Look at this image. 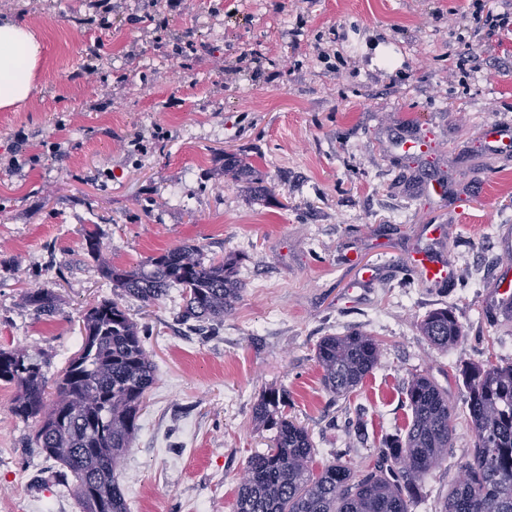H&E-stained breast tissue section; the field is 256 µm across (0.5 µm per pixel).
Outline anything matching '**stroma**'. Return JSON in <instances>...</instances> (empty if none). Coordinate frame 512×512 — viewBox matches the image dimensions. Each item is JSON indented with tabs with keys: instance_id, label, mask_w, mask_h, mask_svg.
<instances>
[{
	"instance_id": "35a3bbf8",
	"label": "stroma",
	"mask_w": 512,
	"mask_h": 512,
	"mask_svg": "<svg viewBox=\"0 0 512 512\" xmlns=\"http://www.w3.org/2000/svg\"><path fill=\"white\" fill-rule=\"evenodd\" d=\"M283 3L183 0L169 18L191 34L179 52L145 21L148 0H117L111 27L93 30L90 0H0V21L44 45L30 99L0 110V348L40 351L51 379L77 352L83 309L112 295L82 230L121 268L183 243L240 259L245 288L217 335L178 325L171 298L129 304L157 368L119 475L130 512H235L247 458L270 443L252 423L268 387L287 389L317 463L365 467L405 424L413 373L458 405L457 364L512 359L493 312L512 266V150L485 144L490 122L512 124V0ZM407 133L422 143L408 156L392 147ZM136 136L144 149L128 154ZM228 152L266 193L225 176ZM426 252L448 285L421 279ZM32 288L54 293L55 316L36 318ZM444 306L465 336L441 352L416 324ZM354 328L376 335L382 362L335 398L315 348ZM15 392L0 382V512H79L31 445L34 423L11 413ZM356 416L365 438L348 432ZM453 429L414 512H439L474 445L463 412Z\"/></svg>"
}]
</instances>
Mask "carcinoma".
Segmentation results:
<instances>
[{"label": "carcinoma", "mask_w": 512, "mask_h": 512, "mask_svg": "<svg viewBox=\"0 0 512 512\" xmlns=\"http://www.w3.org/2000/svg\"><path fill=\"white\" fill-rule=\"evenodd\" d=\"M224 171L249 185L258 181L242 156H226ZM83 240L112 297L81 315L82 344L55 380L53 396L47 391V360L24 347L0 349V381L16 387L12 413L35 422L33 444L53 462L55 479L82 512H128L118 473L141 429L156 374L148 336L123 301L149 307L177 288L180 322L218 327L245 283L234 255L207 258L196 244L177 245L123 269L103 257L94 232L85 231ZM26 300L38 317L56 312L54 294L43 288L28 291ZM417 328L441 352L465 336L448 307L430 311ZM382 356L377 337L360 329L324 336L315 349L321 383L334 396L360 386ZM459 372L475 441L456 464L458 476L440 512H512V360L467 363ZM405 395L411 420L404 432L381 441L373 466L353 468L338 459L316 471L312 435L288 418V391L266 389L253 421L272 432V445L249 457L236 512H412L425 477L448 462L455 406L447 391L422 374L412 376Z\"/></svg>", "instance_id": "carcinoma-1"}]
</instances>
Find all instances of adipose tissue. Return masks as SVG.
Segmentation results:
<instances>
[{"instance_id": "1", "label": "adipose tissue", "mask_w": 512, "mask_h": 512, "mask_svg": "<svg viewBox=\"0 0 512 512\" xmlns=\"http://www.w3.org/2000/svg\"><path fill=\"white\" fill-rule=\"evenodd\" d=\"M43 48L30 27L0 22V109L25 102L33 93Z\"/></svg>"}]
</instances>
